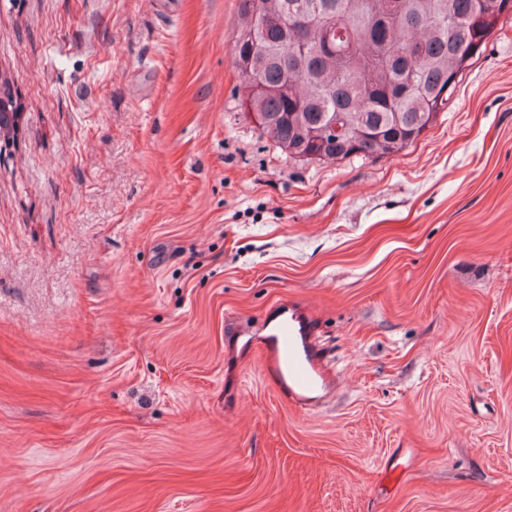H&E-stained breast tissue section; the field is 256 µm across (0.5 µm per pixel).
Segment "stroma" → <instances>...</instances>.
I'll use <instances>...</instances> for the list:
<instances>
[{"mask_svg": "<svg viewBox=\"0 0 512 512\" xmlns=\"http://www.w3.org/2000/svg\"><path fill=\"white\" fill-rule=\"evenodd\" d=\"M237 0H0V512H512V16L381 158L235 106ZM299 302L336 392L255 346Z\"/></svg>", "mask_w": 512, "mask_h": 512, "instance_id": "stroma-1", "label": "stroma"}]
</instances>
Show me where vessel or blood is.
Returning <instances> with one entry per match:
<instances>
[{
    "label": "vessel or blood",
    "instance_id": "1",
    "mask_svg": "<svg viewBox=\"0 0 512 512\" xmlns=\"http://www.w3.org/2000/svg\"><path fill=\"white\" fill-rule=\"evenodd\" d=\"M312 336L307 308L289 302L269 328L260 351L266 382L299 408L324 400L336 386V378L326 370Z\"/></svg>",
    "mask_w": 512,
    "mask_h": 512
}]
</instances>
